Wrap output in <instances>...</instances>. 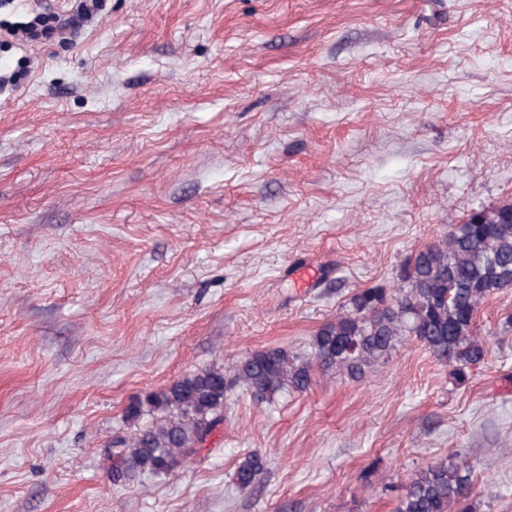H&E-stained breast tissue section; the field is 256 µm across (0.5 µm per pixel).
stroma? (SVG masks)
<instances>
[{"mask_svg": "<svg viewBox=\"0 0 512 512\" xmlns=\"http://www.w3.org/2000/svg\"><path fill=\"white\" fill-rule=\"evenodd\" d=\"M78 4L0 0V25ZM511 196L512 0H101L74 40L0 36V512H394L457 456L475 512H512V290L465 383L408 339L358 380L234 392L174 474L116 485L107 458L154 421L130 401L309 354ZM266 462L256 453L248 454L238 465L235 481L241 488L253 487L264 473Z\"/></svg>", "mask_w": 512, "mask_h": 512, "instance_id": "1", "label": "stroma"}]
</instances>
